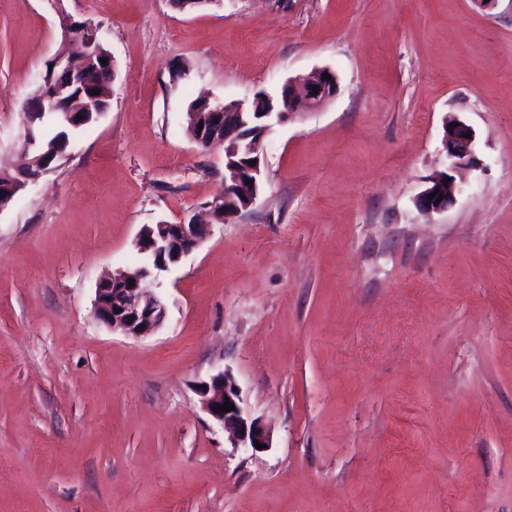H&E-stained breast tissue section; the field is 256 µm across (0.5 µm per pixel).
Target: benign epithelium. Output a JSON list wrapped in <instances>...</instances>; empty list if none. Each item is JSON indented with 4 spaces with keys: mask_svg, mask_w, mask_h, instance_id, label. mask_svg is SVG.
Returning <instances> with one entry per match:
<instances>
[{
    "mask_svg": "<svg viewBox=\"0 0 512 512\" xmlns=\"http://www.w3.org/2000/svg\"><path fill=\"white\" fill-rule=\"evenodd\" d=\"M63 0H54L57 25L68 50L54 55L49 63L68 73L69 83L48 90L39 84L35 97L49 100L56 108L60 124L74 130L83 125L76 116H85L91 104H77L71 89L85 82L88 70L101 54L99 28L88 20L68 13ZM330 78H323V74ZM338 79L329 68L318 69L285 83L277 97L266 96L269 107L252 112L258 98L218 103L204 96L197 111L190 113L192 139L202 149L224 148V185L208 205L204 217L171 223L160 221L141 227L135 246L148 261L131 271L102 276L96 284L94 311L99 321L114 332L141 338L152 335L167 320L166 303L142 288V281L156 271H165L179 264L207 239L212 221L226 222L251 207L259 191L261 176V143L275 124L318 107L336 96ZM470 137H465V134ZM475 132L455 116L448 117L443 139L449 160L448 170L435 174L415 199L417 208L426 213L448 209L456 201L461 188L452 179V171L471 169L477 165L473 144ZM48 161L37 154L30 161L29 174H20L0 183V210L11 203L29 184L49 173ZM450 182H445V178ZM134 280V286L128 280ZM198 393L206 413L232 435L236 448L256 449L255 443L271 447V434L265 424L252 417L244 408L240 388L228 370L218 372L198 382ZM233 404L229 412L218 410L225 402Z\"/></svg>",
    "mask_w": 512,
    "mask_h": 512,
    "instance_id": "7a95c632",
    "label": "benign epithelium"
}]
</instances>
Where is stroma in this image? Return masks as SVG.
I'll return each mask as SVG.
<instances>
[{"mask_svg":"<svg viewBox=\"0 0 512 512\" xmlns=\"http://www.w3.org/2000/svg\"><path fill=\"white\" fill-rule=\"evenodd\" d=\"M115 64L110 109L0 210V512H512V0H63ZM63 47L52 0H0V161ZM335 97L273 126L255 203L148 283L154 335L94 314L143 225L204 208L224 150L197 94ZM478 168L448 210L444 120ZM229 370L271 448L232 447ZM452 123H458V126L450 127ZM466 133H470V138H465ZM474 141L475 132L471 126L455 116L448 117L443 139L445 151L450 161L448 172H440L430 178L427 187L415 199V204L419 210L426 213L440 212L447 210L455 203L456 196L460 193L461 188L450 172L456 169H471L477 165L473 150ZM445 177L451 178V181L446 183ZM436 189H439L438 194H435ZM439 196H442L441 201H438ZM198 393L206 413L224 430L231 433L235 448H251L260 451L255 446V440L271 448L269 429L259 418H253L244 408L243 398L236 380L229 370L217 372L209 380L198 382ZM226 401L233 404L235 410L218 411L216 404L224 405ZM263 448V449H266Z\"/></svg>","mask_w":512,"mask_h":512,"instance_id":"35a3bbf8","label":"stroma"}]
</instances>
